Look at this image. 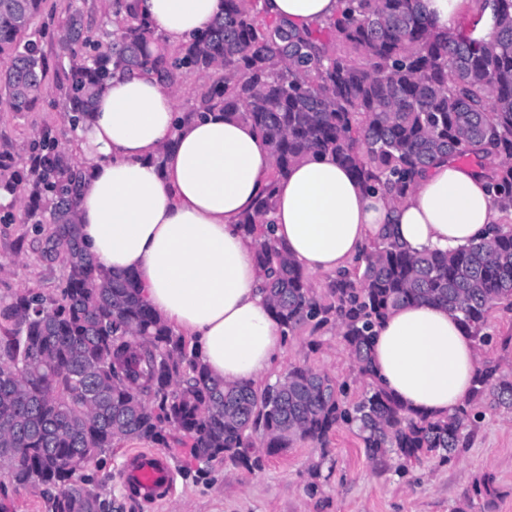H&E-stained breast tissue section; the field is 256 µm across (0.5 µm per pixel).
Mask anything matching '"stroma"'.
I'll use <instances>...</instances> for the list:
<instances>
[{"instance_id":"obj_1","label":"stroma","mask_w":512,"mask_h":512,"mask_svg":"<svg viewBox=\"0 0 512 512\" xmlns=\"http://www.w3.org/2000/svg\"><path fill=\"white\" fill-rule=\"evenodd\" d=\"M49 122L63 126L61 112H0V137L23 151L35 125ZM0 256L9 258V269L0 268V293L39 288L54 291L62 280L61 262L41 257L40 246L22 223L0 224ZM294 365H307L347 379L354 392L362 382L334 328L313 333L303 329L286 341L285 354L275 369L283 376ZM263 467L249 471L215 460L200 466L191 453L190 438H180L162 449L175 470L172 498L141 503L128 497L122 485V465L127 452L139 441L128 440L111 455L92 466L97 491L112 504V512H480V501H467L472 483L483 475L494 477L495 512H512V416L484 409L473 429L469 448L448 464L429 458L406 476L373 468L356 431L338 430L328 445L329 460L321 470L322 493L309 497L305 485L319 452L310 442L295 443L288 452L267 454L261 434L252 437Z\"/></svg>"}]
</instances>
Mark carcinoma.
Returning <instances> with one entry per match:
<instances>
[{"mask_svg":"<svg viewBox=\"0 0 512 512\" xmlns=\"http://www.w3.org/2000/svg\"><path fill=\"white\" fill-rule=\"evenodd\" d=\"M223 2L206 29L166 47L138 0H112L107 27L77 10L64 26L49 17L37 30L45 0H0V106L30 112L44 98V40L67 60L48 106L72 130L91 118L111 78L146 71L172 88L195 77L182 120L222 109L251 124L273 160L238 224L256 243L274 319L285 336L336 329L364 390L351 399L347 383L307 366L261 387L211 375L143 303L133 275L103 272L85 249L76 222L83 166L62 144L67 130H33L18 159L0 139V187L23 203L42 256L64 268L53 293L0 296V476L45 498L47 512H106L86 472L126 439L165 447L175 430L201 460L255 469L258 430L277 454L297 441L323 450L346 427L375 467L397 461L406 470L424 455L451 462L480 417L476 402L512 413V375L495 360L480 361L472 399L446 418L407 413L371 361L376 328L415 303L458 316L489 345L490 312L512 310L511 224L453 252L411 251L386 234L319 292L266 220L294 163L325 156L395 199L436 160H466L511 215L512 0H483L490 23L481 38L441 30L422 0H339L336 16L309 30L264 18L255 0ZM492 483L486 475L471 489L483 512H495Z\"/></svg>","mask_w":512,"mask_h":512,"instance_id":"carcinoma-1","label":"carcinoma"}]
</instances>
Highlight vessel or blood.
<instances>
[{"label":"vessel or blood","mask_w":512,"mask_h":512,"mask_svg":"<svg viewBox=\"0 0 512 512\" xmlns=\"http://www.w3.org/2000/svg\"><path fill=\"white\" fill-rule=\"evenodd\" d=\"M122 483L134 497L163 501L173 493L174 470L164 456L151 451H136L127 457Z\"/></svg>","instance_id":"vessel-or-blood-1"}]
</instances>
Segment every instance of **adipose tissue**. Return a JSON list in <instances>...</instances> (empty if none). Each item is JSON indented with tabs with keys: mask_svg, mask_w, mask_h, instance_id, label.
Wrapping results in <instances>:
<instances>
[{
	"mask_svg": "<svg viewBox=\"0 0 512 512\" xmlns=\"http://www.w3.org/2000/svg\"><path fill=\"white\" fill-rule=\"evenodd\" d=\"M223 0H139L171 46L202 31ZM264 17L312 28L338 0H258ZM189 87L149 73L115 77L78 130L84 159L77 207L83 241L104 271L133 274L147 307L187 336L230 385L271 376L285 340L261 287L252 238L239 229L263 189L271 157L251 127L216 110L178 122ZM276 237L311 273L354 265L384 230L411 250L454 251L479 241L503 214L475 170L441 159L398 200L366 192L329 157L294 165L277 187ZM374 367L408 410L444 417L471 394L475 340L439 307L418 303L377 329Z\"/></svg>",
	"mask_w": 512,
	"mask_h": 512,
	"instance_id": "ef3b65f1",
	"label": "adipose tissue"
}]
</instances>
